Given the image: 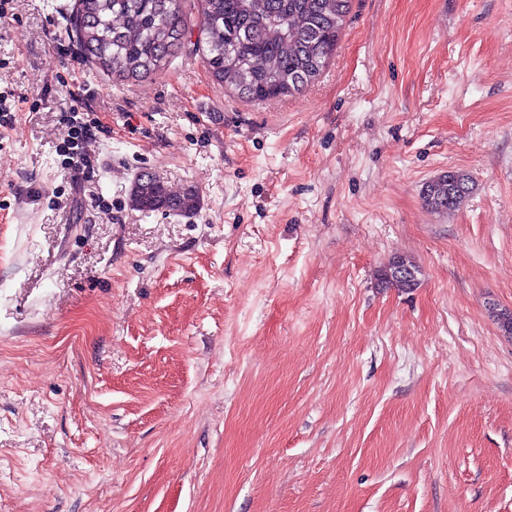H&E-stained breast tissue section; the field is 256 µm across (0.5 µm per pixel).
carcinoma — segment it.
<instances>
[{
  "mask_svg": "<svg viewBox=\"0 0 512 512\" xmlns=\"http://www.w3.org/2000/svg\"><path fill=\"white\" fill-rule=\"evenodd\" d=\"M185 0H76L72 30L84 58L119 81L157 73L198 28L202 59L212 77L253 100L298 91L320 75L336 47L351 0H203L193 20ZM470 193L469 177L459 171L425 183V204L435 211L459 207ZM132 205L141 212L175 209L190 214L200 199L193 188L169 189L153 176L137 178ZM394 258L381 271L386 288L407 291L418 285L393 277Z\"/></svg>",
  "mask_w": 512,
  "mask_h": 512,
  "instance_id": "obj_1",
  "label": "carcinoma"
}]
</instances>
